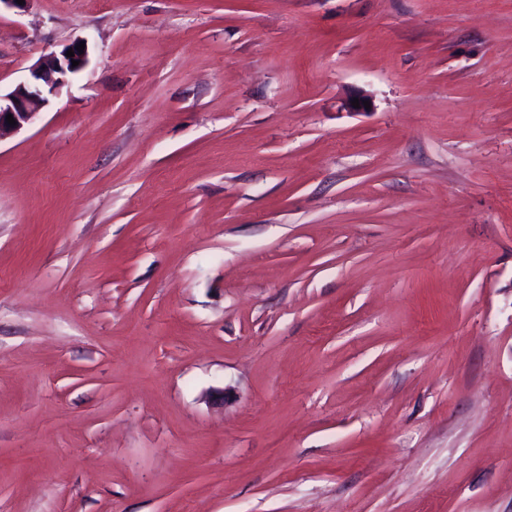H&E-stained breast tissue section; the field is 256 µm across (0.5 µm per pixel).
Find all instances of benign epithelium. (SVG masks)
<instances>
[{
	"instance_id": "benign-epithelium-1",
	"label": "benign epithelium",
	"mask_w": 512,
	"mask_h": 512,
	"mask_svg": "<svg viewBox=\"0 0 512 512\" xmlns=\"http://www.w3.org/2000/svg\"><path fill=\"white\" fill-rule=\"evenodd\" d=\"M75 41L59 51H50L41 55L30 69V79L19 83L12 91L0 94V139L12 135L25 127L33 125L41 110L69 82L70 76L80 72L88 62V50L79 53ZM74 50V56L68 57V50ZM79 65L72 66V61ZM13 115L16 125L6 121L7 115Z\"/></svg>"
}]
</instances>
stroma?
<instances>
[{
    "label": "stroma",
    "instance_id": "obj_1",
    "mask_svg": "<svg viewBox=\"0 0 512 512\" xmlns=\"http://www.w3.org/2000/svg\"><path fill=\"white\" fill-rule=\"evenodd\" d=\"M80 38L0 139V512H512V0H32L0 90ZM81 41H75L60 51L41 55L30 69L29 80L19 83L7 94L2 95L0 91V139L33 125L42 113L41 110L49 104V97L56 95L69 82L71 75L86 66L87 43L83 54L76 50ZM69 49L74 51L73 57L66 56ZM72 60L79 61V65L72 67ZM8 114L13 115L16 125L8 124Z\"/></svg>",
    "mask_w": 512,
    "mask_h": 512
}]
</instances>
